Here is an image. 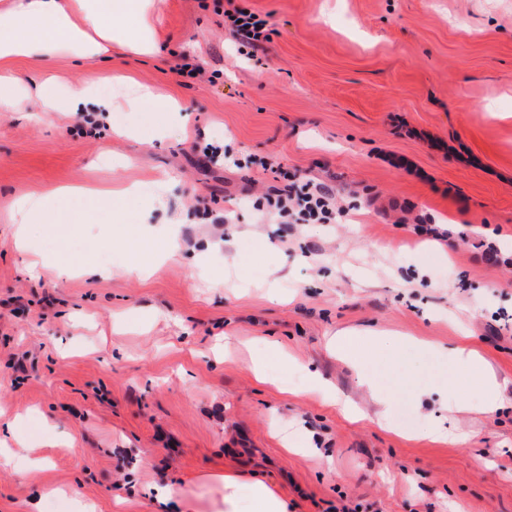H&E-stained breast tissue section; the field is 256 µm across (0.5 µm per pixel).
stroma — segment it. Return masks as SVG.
<instances>
[{
    "label": "stroma",
    "instance_id": "stroma-1",
    "mask_svg": "<svg viewBox=\"0 0 512 512\" xmlns=\"http://www.w3.org/2000/svg\"><path fill=\"white\" fill-rule=\"evenodd\" d=\"M237 7L266 19L262 51L231 34ZM160 37L153 56L52 71L134 76L188 123L116 111L93 131L67 112H0V439L28 419L0 512H164L159 486L181 512H211L229 472L272 482L294 512H512V407L459 411L443 388L467 342L512 395V0H164ZM205 146L234 159L210 164ZM290 182L332 188L343 216L279 223L264 197ZM117 183L164 194L140 234L32 224L38 268H24L15 200ZM65 252L108 276H59ZM137 260L149 275L128 274ZM346 329L395 396L394 428L342 410L373 408L331 347ZM369 330L437 350L372 347ZM264 343L284 353L265 382L247 351ZM309 369L338 405L303 391ZM434 422L460 441L421 439Z\"/></svg>",
    "mask_w": 512,
    "mask_h": 512
}]
</instances>
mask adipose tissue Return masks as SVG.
Here are the masks:
<instances>
[{
	"label": "adipose tissue",
	"instance_id": "obj_1",
	"mask_svg": "<svg viewBox=\"0 0 512 512\" xmlns=\"http://www.w3.org/2000/svg\"><path fill=\"white\" fill-rule=\"evenodd\" d=\"M160 0H0V112L28 109L34 112L62 110L81 116L86 105L97 111L144 108L163 113L167 120L180 118L177 103L155 96L150 88L129 84L126 91L111 96L98 85H64L49 77L52 62L69 58L111 61L113 47L137 56H151L159 50ZM25 62L41 80H28L17 70ZM99 190L87 187H62L47 196L19 201L15 213L19 224H88L117 220L127 224L137 209L133 189L117 186L109 192L110 210L95 207ZM338 354L359 368V382L377 406L378 419H388L393 396L376 377L364 371V358L346 330L336 336ZM463 367L464 382L475 388L477 401L472 412L491 414L508 401L505 388L489 369L479 352L463 345L451 353ZM222 512H288V503L267 482L244 479L227 473L222 478Z\"/></svg>",
	"mask_w": 512,
	"mask_h": 512
}]
</instances>
